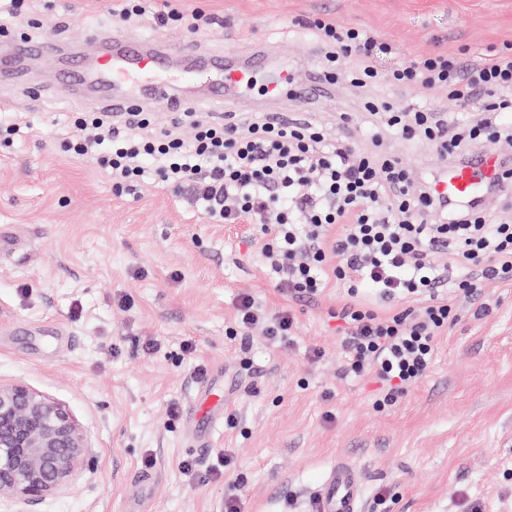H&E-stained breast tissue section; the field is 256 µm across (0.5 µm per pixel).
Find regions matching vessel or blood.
<instances>
[{
    "label": "vessel or blood",
    "mask_w": 512,
    "mask_h": 512,
    "mask_svg": "<svg viewBox=\"0 0 512 512\" xmlns=\"http://www.w3.org/2000/svg\"><path fill=\"white\" fill-rule=\"evenodd\" d=\"M186 56H197L198 48L192 43L173 46L156 43L144 47L141 43L124 39L120 34L107 33L100 38L95 65H87L77 54L65 55L67 63L58 74L61 88L76 92L86 84L99 87L100 94L93 106L113 112L114 115L140 109L138 93L116 98L110 86L127 83L136 78H151L150 95L154 107L170 109L179 103L165 81L164 72L171 52ZM11 55L54 57L62 53L61 47L51 40L19 41L9 49ZM192 78L212 84L215 97L225 111H235L237 103L256 83H263L269 98L287 97L296 93L297 87L288 79L285 67L274 65L265 47H253L248 55L227 51L208 55L204 62L194 67ZM500 158L494 151H487L472 163L454 168L436 185L435 190L444 204H468L481 206L488 201L491 183L499 175ZM224 405V393L206 390L198 396L191 413L198 419L219 418ZM361 498V483L357 471L348 465H339L327 476L318 489L314 501V512H358Z\"/></svg>",
    "instance_id": "obj_1"
}]
</instances>
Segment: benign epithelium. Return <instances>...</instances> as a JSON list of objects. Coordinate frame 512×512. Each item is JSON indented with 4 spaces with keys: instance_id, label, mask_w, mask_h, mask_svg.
I'll use <instances>...</instances> for the list:
<instances>
[{
    "instance_id": "benign-epithelium-1",
    "label": "benign epithelium",
    "mask_w": 512,
    "mask_h": 512,
    "mask_svg": "<svg viewBox=\"0 0 512 512\" xmlns=\"http://www.w3.org/2000/svg\"><path fill=\"white\" fill-rule=\"evenodd\" d=\"M92 450L73 412L24 384L0 381V512L74 486Z\"/></svg>"
}]
</instances>
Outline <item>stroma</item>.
Segmentation results:
<instances>
[{
  "label": "stroma",
  "instance_id": "35a3bbf8",
  "mask_svg": "<svg viewBox=\"0 0 512 512\" xmlns=\"http://www.w3.org/2000/svg\"><path fill=\"white\" fill-rule=\"evenodd\" d=\"M112 5L33 0L29 17L66 48L104 28L203 51L262 44L301 78L319 49L299 22L316 14L419 56L512 42V0H155L217 17L193 35L149 19L118 23ZM34 72L40 95L0 85L22 125L0 143V380L67 405L94 446L75 488L34 512H224L223 480L190 483L177 469L185 459L215 464L222 451L243 475V512H312L342 462L360 472L362 512H512V284L487 285L481 315L459 302L426 376L381 403L370 377L341 370L346 288L286 297L252 225L209 223L148 182L116 194L105 170L56 139L84 100L54 93L52 59ZM284 109L326 124L361 104L340 89ZM244 293L293 315L290 340L234 334ZM210 387L224 388L225 417L205 428L189 408Z\"/></svg>",
  "mask_w": 512,
  "mask_h": 512
}]
</instances>
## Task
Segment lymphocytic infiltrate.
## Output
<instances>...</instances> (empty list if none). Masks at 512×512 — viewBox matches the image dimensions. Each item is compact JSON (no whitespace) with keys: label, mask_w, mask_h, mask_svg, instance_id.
<instances>
[{"label":"lymphocytic infiltrate","mask_w":512,"mask_h":512,"mask_svg":"<svg viewBox=\"0 0 512 512\" xmlns=\"http://www.w3.org/2000/svg\"><path fill=\"white\" fill-rule=\"evenodd\" d=\"M302 27L322 47L317 78L360 95L371 118L368 145L265 112L196 128L188 139L167 131L143 137L106 114L78 112L62 143L94 158L116 191L134 190L149 173L174 196L200 204L210 223L258 225L262 261L289 297H316L333 279L353 296L368 288L386 301L424 298L417 311L350 304L337 314L344 371L371 376L393 395L429 371L459 300L512 281V159L503 158L491 188L494 208L444 207L434 180L412 184L381 134L429 144L459 166L512 142V43L417 57L326 14ZM382 56L390 67H380ZM417 90L429 103L406 100ZM441 97L456 113L437 106ZM472 112L482 120L468 122ZM257 325L284 341L294 318L241 294L237 328Z\"/></svg>","instance_id":"f902f5d3"}]
</instances>
